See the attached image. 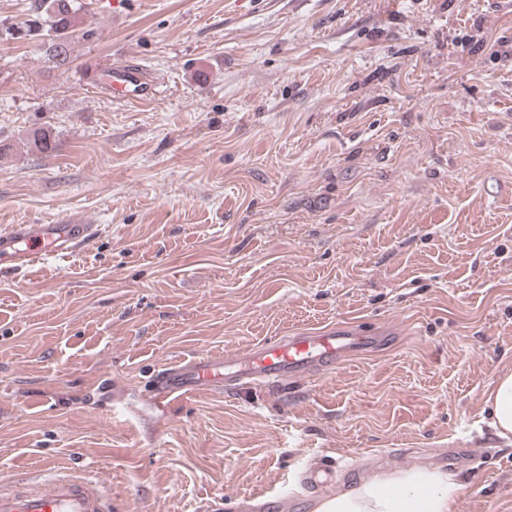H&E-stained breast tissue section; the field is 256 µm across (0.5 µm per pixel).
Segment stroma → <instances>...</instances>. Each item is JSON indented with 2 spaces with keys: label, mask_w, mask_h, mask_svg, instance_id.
<instances>
[{
  "label": "stroma",
  "mask_w": 512,
  "mask_h": 512,
  "mask_svg": "<svg viewBox=\"0 0 512 512\" xmlns=\"http://www.w3.org/2000/svg\"><path fill=\"white\" fill-rule=\"evenodd\" d=\"M32 3L0 0V227L100 232L0 270V488L61 472L112 512L280 489L316 512L315 459L339 491L447 448L453 512H512L486 403L512 372V0H90L61 68L3 33ZM125 63L147 101L84 76ZM345 317L401 332L279 387L143 388ZM336 465L333 462L318 463L303 472L304 484L314 492L325 493L336 482Z\"/></svg>",
  "instance_id": "35a3bbf8"
}]
</instances>
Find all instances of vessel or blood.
Listing matches in <instances>:
<instances>
[{
  "label": "vessel or blood",
  "instance_id": "vessel-or-blood-1",
  "mask_svg": "<svg viewBox=\"0 0 512 512\" xmlns=\"http://www.w3.org/2000/svg\"><path fill=\"white\" fill-rule=\"evenodd\" d=\"M112 88L125 101L137 102L147 84L142 71L117 66L112 70ZM96 233L93 224H13L0 231V265L21 269L48 257H69ZM391 334L387 327L363 330L353 319L291 330L239 355L207 354L163 362L151 371L144 389L153 397L175 398L284 383L378 350L388 344ZM302 480L315 492H326L336 481V465L318 463L304 471ZM237 504L241 512H291L293 508L278 492L244 495ZM0 512H112V502L98 485L65 474L40 488L1 490Z\"/></svg>",
  "mask_w": 512,
  "mask_h": 512
}]
</instances>
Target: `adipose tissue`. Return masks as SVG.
Instances as JSON below:
<instances>
[{"label": "adipose tissue", "instance_id": "adipose-tissue-1", "mask_svg": "<svg viewBox=\"0 0 512 512\" xmlns=\"http://www.w3.org/2000/svg\"><path fill=\"white\" fill-rule=\"evenodd\" d=\"M487 403L499 437H512V373L495 379ZM458 486L445 473L414 470L375 475L322 501L316 512H451Z\"/></svg>", "mask_w": 512, "mask_h": 512}]
</instances>
